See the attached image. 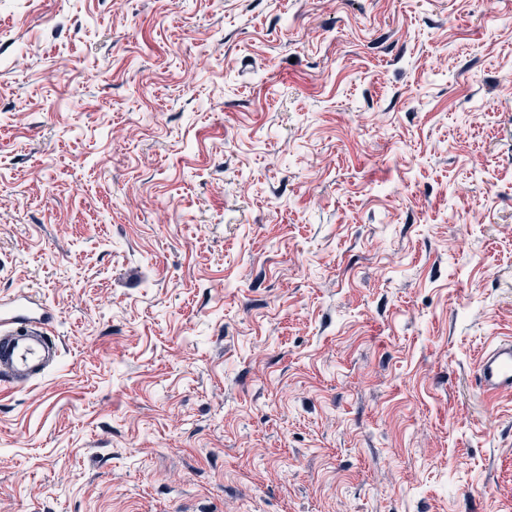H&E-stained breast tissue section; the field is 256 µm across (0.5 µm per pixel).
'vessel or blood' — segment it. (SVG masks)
Listing matches in <instances>:
<instances>
[{
    "label": "vessel or blood",
    "instance_id": "1",
    "mask_svg": "<svg viewBox=\"0 0 512 512\" xmlns=\"http://www.w3.org/2000/svg\"><path fill=\"white\" fill-rule=\"evenodd\" d=\"M53 309L23 292L0 300V383L28 388L57 365L59 344ZM473 385L483 396L512 398V338L490 343L481 354Z\"/></svg>",
    "mask_w": 512,
    "mask_h": 512
}]
</instances>
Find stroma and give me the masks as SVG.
I'll return each mask as SVG.
<instances>
[{
	"label": "stroma",
	"mask_w": 512,
	"mask_h": 512,
	"mask_svg": "<svg viewBox=\"0 0 512 512\" xmlns=\"http://www.w3.org/2000/svg\"><path fill=\"white\" fill-rule=\"evenodd\" d=\"M0 512H512V0H0ZM53 309L21 292L0 300V383L29 388L57 365L59 344L53 335ZM473 385L485 397L512 398V338L490 343L481 354Z\"/></svg>",
	"instance_id": "35a3bbf8"
}]
</instances>
